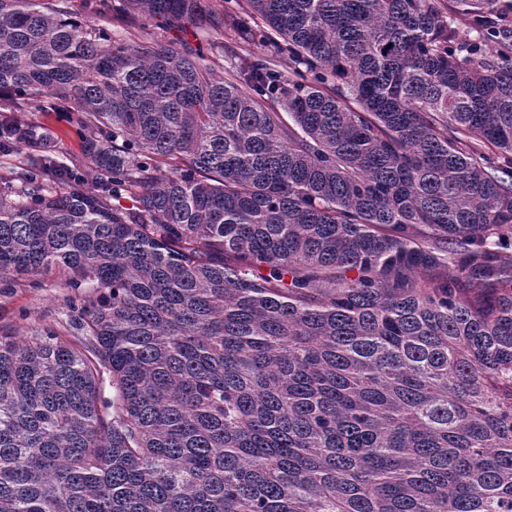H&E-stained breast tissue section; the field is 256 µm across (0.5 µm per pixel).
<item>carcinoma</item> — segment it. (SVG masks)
I'll return each mask as SVG.
<instances>
[{
  "label": "carcinoma",
  "mask_w": 512,
  "mask_h": 512,
  "mask_svg": "<svg viewBox=\"0 0 512 512\" xmlns=\"http://www.w3.org/2000/svg\"><path fill=\"white\" fill-rule=\"evenodd\" d=\"M497 2L89 0L291 61L224 76L0 0V283L79 291L74 340L0 333V512H512ZM247 51L257 58H262L274 64L278 69L288 70V56L277 51L274 44L268 41L256 40ZM29 120L43 124L49 128L57 142L58 155L64 161L73 159L80 154V138L75 130L57 113L46 114L31 108L26 112Z\"/></svg>",
  "instance_id": "1"
}]
</instances>
